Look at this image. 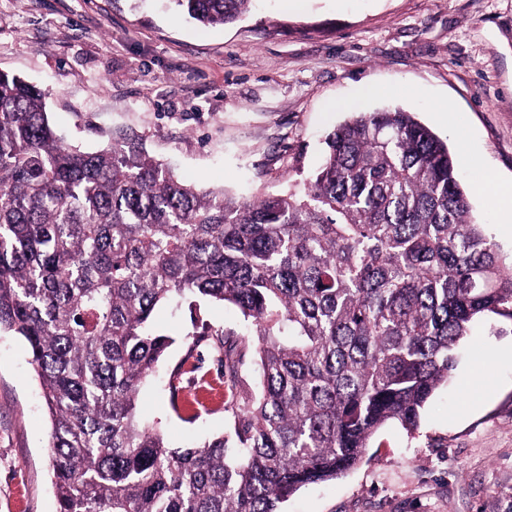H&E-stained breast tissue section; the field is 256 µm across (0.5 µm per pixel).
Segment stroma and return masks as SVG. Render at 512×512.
<instances>
[{
	"instance_id": "1",
	"label": "stroma",
	"mask_w": 512,
	"mask_h": 512,
	"mask_svg": "<svg viewBox=\"0 0 512 512\" xmlns=\"http://www.w3.org/2000/svg\"><path fill=\"white\" fill-rule=\"evenodd\" d=\"M0 71L46 94L65 143L85 151L134 133L203 188L248 201L299 191L325 133L355 112L396 104L489 173L467 177L471 214L512 255V0H259L231 25L204 26L163 0H0ZM173 339L161 370L202 325L254 336L230 304L162 306ZM452 384L419 428L380 429L358 465L300 489L282 512H512V319L476 328ZM157 380L142 418L191 447L225 427L224 405L185 422ZM50 421L24 340L0 335V512H56Z\"/></svg>"
}]
</instances>
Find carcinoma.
<instances>
[{"label": "carcinoma", "instance_id": "obj_1", "mask_svg": "<svg viewBox=\"0 0 512 512\" xmlns=\"http://www.w3.org/2000/svg\"><path fill=\"white\" fill-rule=\"evenodd\" d=\"M231 24L255 0H167ZM301 197L234 201L185 183L141 139L81 151L45 94L0 72V333L24 339L50 418L57 512H281L389 422L413 432L512 277L471 219L459 160L412 112H355ZM234 305L257 338L212 330L227 430L169 446L139 418L172 339L160 305Z\"/></svg>", "mask_w": 512, "mask_h": 512}]
</instances>
